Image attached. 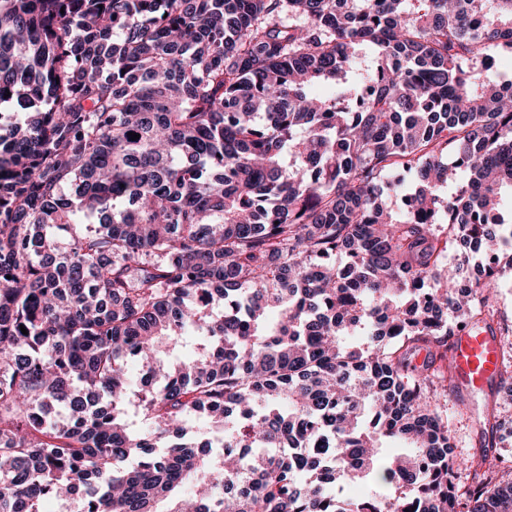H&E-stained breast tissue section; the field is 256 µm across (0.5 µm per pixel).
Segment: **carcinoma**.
Returning a JSON list of instances; mask_svg holds the SVG:
<instances>
[{
    "label": "carcinoma",
    "mask_w": 512,
    "mask_h": 512,
    "mask_svg": "<svg viewBox=\"0 0 512 512\" xmlns=\"http://www.w3.org/2000/svg\"><path fill=\"white\" fill-rule=\"evenodd\" d=\"M498 41L512 0H0V512H512V416L459 485L442 403L512 274Z\"/></svg>",
    "instance_id": "obj_1"
}]
</instances>
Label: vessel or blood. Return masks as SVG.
Listing matches in <instances>:
<instances>
[{"label": "vessel or blood", "instance_id": "vessel-or-blood-1", "mask_svg": "<svg viewBox=\"0 0 512 512\" xmlns=\"http://www.w3.org/2000/svg\"><path fill=\"white\" fill-rule=\"evenodd\" d=\"M452 389L468 397L490 393L503 377V355L496 330L464 328L450 339Z\"/></svg>", "mask_w": 512, "mask_h": 512}]
</instances>
